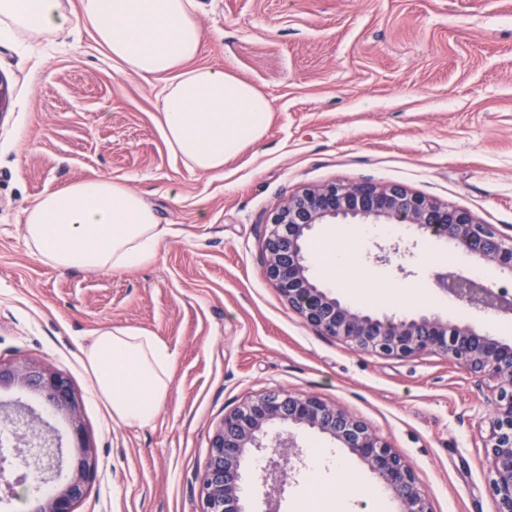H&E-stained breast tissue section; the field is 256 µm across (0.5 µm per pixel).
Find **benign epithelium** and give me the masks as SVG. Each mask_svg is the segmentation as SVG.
I'll list each match as a JSON object with an SVG mask.
<instances>
[{
  "mask_svg": "<svg viewBox=\"0 0 512 512\" xmlns=\"http://www.w3.org/2000/svg\"><path fill=\"white\" fill-rule=\"evenodd\" d=\"M323 224H407L423 235L448 241L474 253L484 263L512 276V236L486 224L464 208L442 205L399 184L333 182L293 194L272 211L266 222L264 266L269 280L289 306L321 333L353 348L384 357L412 358L435 351L452 358L471 373L497 382V397L488 417L487 438L492 477L489 490L496 512H512V344L481 332L467 322L448 323L432 313L377 314L353 309L320 287L309 274L303 244ZM372 260H401L399 273L408 276L404 261L413 246L399 241L376 245ZM443 290H451L471 306L488 305L493 291L467 277L435 272ZM36 395L45 412L63 415L69 423L67 451L48 443V423L36 410L19 406V426L11 429L8 448L44 449L40 473L48 474L68 458L71 475L62 486L24 498L26 512H75L96 475V458L79 418V402L70 380L60 372L31 361L0 360V389ZM296 430H316L338 448L347 449L374 475L378 487L397 504V512H431L409 466L376 433L336 405L314 395L268 391L224 416L211 440L210 456L200 481V512H243L245 485L242 461L251 450L273 443L278 457L275 481L283 484L301 459ZM31 473L17 467L15 457L0 453V490L18 495Z\"/></svg>",
  "mask_w": 512,
  "mask_h": 512,
  "instance_id": "7a95c632",
  "label": "benign epithelium"
}]
</instances>
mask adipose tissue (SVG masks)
<instances>
[{"mask_svg":"<svg viewBox=\"0 0 512 512\" xmlns=\"http://www.w3.org/2000/svg\"><path fill=\"white\" fill-rule=\"evenodd\" d=\"M198 0H80V21L116 68L149 81L162 79L158 125L169 155L187 169L213 175L261 139L272 106L235 75L195 66L201 49ZM71 15L65 0H0V38L60 33ZM27 245L46 265L121 273L153 259L165 231L151 208L123 183L75 182L42 195L25 213ZM364 227L326 226L320 267H365ZM94 388L113 421L146 427L156 420L172 381L173 355L158 336L122 327L94 332L83 350ZM335 473L347 496L374 512L378 490L349 476L330 448L314 449L309 475Z\"/></svg>","mask_w":512,"mask_h":512,"instance_id":"obj_1","label":"adipose tissue"}]
</instances>
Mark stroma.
Masks as SVG:
<instances>
[{
  "label": "stroma",
  "instance_id": "stroma-1",
  "mask_svg": "<svg viewBox=\"0 0 512 512\" xmlns=\"http://www.w3.org/2000/svg\"><path fill=\"white\" fill-rule=\"evenodd\" d=\"M194 63L272 103L267 131L219 175L169 156L161 81L118 73L91 32L0 39V359L62 372L80 400L96 476L75 512H199V480L226 414L269 389L318 396L364 421L412 469L432 512H496L484 446L494 384L448 356L385 358L320 334L264 272L268 215L335 180L395 183L512 234V0H199ZM122 181L167 233L121 274L55 269L27 246L42 195ZM420 277L356 270L364 287L424 291L423 311L512 343V310L459 311L427 272L433 255L512 300V276L417 237ZM105 325L158 336L174 355L155 422L113 421L82 346ZM360 512L330 483L288 479L279 512Z\"/></svg>",
  "mask_w": 512,
  "mask_h": 512
}]
</instances>
